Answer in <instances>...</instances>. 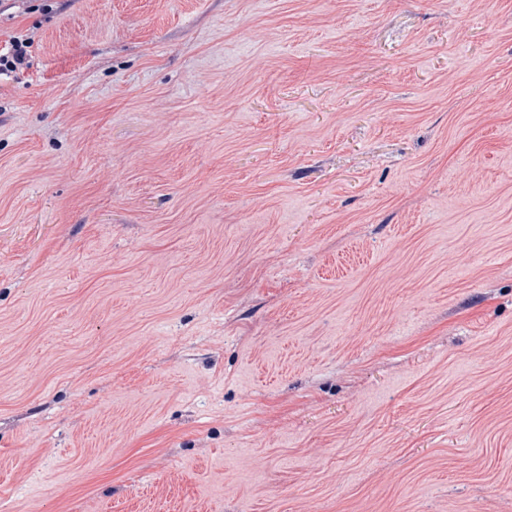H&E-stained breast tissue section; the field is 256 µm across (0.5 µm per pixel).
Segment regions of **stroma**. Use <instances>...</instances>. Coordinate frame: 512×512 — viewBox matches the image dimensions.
<instances>
[{"label": "stroma", "mask_w": 512, "mask_h": 512, "mask_svg": "<svg viewBox=\"0 0 512 512\" xmlns=\"http://www.w3.org/2000/svg\"><path fill=\"white\" fill-rule=\"evenodd\" d=\"M0 512H512V0H0ZM30 46V38H24V36L10 37L3 46L0 42V77L16 73L23 67L29 66L28 48Z\"/></svg>", "instance_id": "35a3bbf8"}]
</instances>
